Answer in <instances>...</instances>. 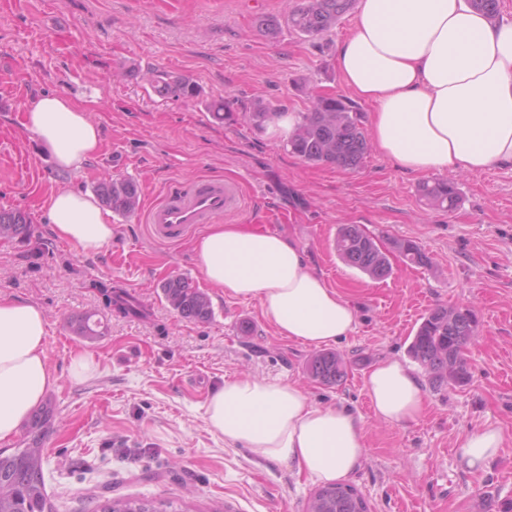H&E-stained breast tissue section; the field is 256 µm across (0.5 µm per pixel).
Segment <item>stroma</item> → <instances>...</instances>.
Segmentation results:
<instances>
[{
  "label": "stroma",
  "mask_w": 512,
  "mask_h": 512,
  "mask_svg": "<svg viewBox=\"0 0 512 512\" xmlns=\"http://www.w3.org/2000/svg\"><path fill=\"white\" fill-rule=\"evenodd\" d=\"M0 0V208L28 213L31 240L0 239V298L30 302L48 323L46 352L58 382L48 399L55 421L46 442L47 491L57 512H95L104 490L179 501L185 512H305L314 483L205 424L209 393L241 372L299 383L322 406L361 416L368 458L351 479L370 512H500L512 501V168L456 174L454 212L425 205L428 174L401 171L377 152L361 169L310 164L284 141L254 130L244 112L260 99L304 112L314 94H345L336 49L354 13L336 28L277 39L254 26L256 13L287 19L292 0ZM180 75L201 91L192 103L156 95L147 71ZM58 94L85 107L102 131L100 154L76 173L57 169L24 125L27 105ZM227 116L216 121L212 101ZM135 182L144 205L175 182H237L243 210L224 216L290 236L310 265L357 308L353 333L332 349L348 365L333 386L311 379L314 350L278 336L258 299L209 287L192 240L162 244L145 213H109L115 236L83 253L51 232L46 200L60 188L95 192L102 174ZM357 224L382 244L409 238L432 258L415 268L390 254L391 275L370 279L344 264L333 240ZM182 275L207 291V323L181 318L161 300L166 278ZM143 305L141 314L106 304L101 285ZM439 305L471 307L479 321L466 350L464 387H425L413 423L378 420L364 389L386 358L408 361L409 338ZM98 310L104 334L75 336L70 320ZM249 323L252 335L240 332ZM93 354L89 379L69 375L72 356ZM505 434L500 456L466 472L460 437L479 426Z\"/></svg>",
  "instance_id": "35a3bbf8"
}]
</instances>
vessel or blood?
I'll return each instance as SVG.
<instances>
[{"label": "vessel or blood", "instance_id": "1", "mask_svg": "<svg viewBox=\"0 0 512 512\" xmlns=\"http://www.w3.org/2000/svg\"><path fill=\"white\" fill-rule=\"evenodd\" d=\"M241 209L242 194L237 183L202 178L169 186L162 200L148 209L146 221L157 241L173 243L197 226Z\"/></svg>", "mask_w": 512, "mask_h": 512}]
</instances>
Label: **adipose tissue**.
<instances>
[{
    "instance_id": "obj_1",
    "label": "adipose tissue",
    "mask_w": 512,
    "mask_h": 512,
    "mask_svg": "<svg viewBox=\"0 0 512 512\" xmlns=\"http://www.w3.org/2000/svg\"><path fill=\"white\" fill-rule=\"evenodd\" d=\"M336 64L344 85L375 108V150L402 171L512 167V18L491 20L469 0H360ZM25 126L64 170H80L101 149L99 126L60 95L33 101ZM47 203L56 238L89 254L111 242L114 230L93 195L63 189ZM194 251L211 286L259 299L281 337L319 348L356 325L351 302L310 268L290 237L214 224ZM46 339L38 306L0 299L1 443L19 433L57 382ZM365 388L375 417L389 424L415 421L426 404L418 374L396 358L377 363ZM204 420L225 443L319 484L347 480L368 456L360 416L316 406L290 381L237 374L210 393ZM504 442L501 428L480 427L458 441L457 456L478 472Z\"/></svg>"
}]
</instances>
